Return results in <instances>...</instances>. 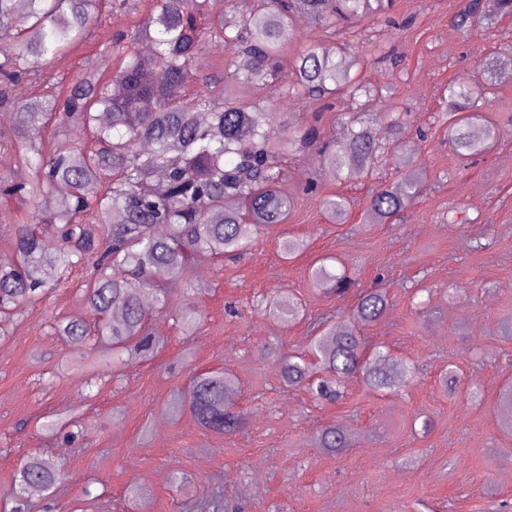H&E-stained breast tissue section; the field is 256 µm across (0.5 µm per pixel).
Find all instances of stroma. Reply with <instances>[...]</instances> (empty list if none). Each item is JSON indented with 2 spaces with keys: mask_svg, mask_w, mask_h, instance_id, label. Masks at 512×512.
<instances>
[{
  "mask_svg": "<svg viewBox=\"0 0 512 512\" xmlns=\"http://www.w3.org/2000/svg\"><path fill=\"white\" fill-rule=\"evenodd\" d=\"M458 6L394 0L390 15L402 27L381 54L373 43L384 20L357 22L360 37L349 51L364 56L362 78L382 90L365 116L383 144L374 173L324 180L310 195L303 184L317 155L287 159L281 188L294 199L287 221L267 227L244 258L195 261L193 299L206 318L194 335L180 327L191 298L178 291L153 317L164 344L152 362L68 367L71 352L54 325L88 316L80 267L0 324V512H11L13 474L34 452L61 465L65 478L50 499L33 496L31 512H198L215 495L224 512H496L512 503V432L504 429L512 403L499 395L512 382V72L497 79V93L483 107L498 131L490 152L461 157L438 118L449 80L493 47H505L512 17L488 32L464 34L450 23ZM135 20L110 13L87 42L52 63V72L73 75L83 58ZM272 106L289 127L316 122L344 139L342 104L319 110L279 95ZM397 119V137L415 144L425 167L423 194L399 223L370 224L371 189L401 180L390 147ZM334 195L351 204L340 223L323 207ZM288 237L306 240L307 250L286 258L280 243ZM326 256L354 280L344 295L322 294L310 279L312 264ZM370 290L387 293L389 310L363 335L414 361L419 378L392 393L354 379L334 403L285 386L277 354L306 351L315 319L347 315ZM288 292L305 302V318L282 323L265 315L262 299ZM451 364L464 386L454 395L438 382ZM220 368L239 380L234 400L246 413L242 432L217 434L190 413L171 416L173 392ZM67 410L82 432L75 445L39 425ZM329 422L352 438L343 454L315 445L317 428ZM176 471L192 477L189 490L173 489ZM135 486L145 497L129 496Z\"/></svg>",
  "mask_w": 512,
  "mask_h": 512,
  "instance_id": "stroma-1",
  "label": "stroma"
}]
</instances>
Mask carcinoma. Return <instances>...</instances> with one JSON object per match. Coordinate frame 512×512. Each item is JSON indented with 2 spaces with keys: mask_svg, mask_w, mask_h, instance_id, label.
Wrapping results in <instances>:
<instances>
[{
  "mask_svg": "<svg viewBox=\"0 0 512 512\" xmlns=\"http://www.w3.org/2000/svg\"><path fill=\"white\" fill-rule=\"evenodd\" d=\"M391 0H261L241 16L224 13V0H0V104L10 103L11 84L25 80L37 94L22 103L23 121L10 131L9 148L29 176L22 184L0 180V193L21 206L13 215L12 249L16 260L0 265V316H9L40 299L78 264L89 262L94 273L84 290L97 320L56 324L55 330L75 351L69 366L84 369L125 352L143 362L155 358L163 341L154 335V309L167 305L173 292L194 288L188 277L193 256L215 258L248 250L262 225L283 224L293 205L282 194L279 159L315 149L319 174L305 183L317 192L323 179L341 182L365 174L378 150L368 125L353 129L342 150L333 148L319 126L311 124L278 135V113L265 103L271 93L312 100L343 98L366 112L381 92L360 77L364 58L323 37L295 58L294 83L278 84L289 25L298 14L311 17L327 34L387 13ZM145 9L131 30L104 47L99 62L84 65L68 84L54 83L48 68L83 43L105 10ZM501 15H512V0H461L451 17L457 29L490 28ZM152 45L165 79L147 82L136 45ZM231 43L236 54L222 68H198L203 48ZM512 64V55L478 59L471 73L448 84L443 100L448 144L463 156L485 153L495 138L480 120L479 102L488 99L497 71ZM201 85L190 94L189 85ZM137 86L142 105L130 109L118 102L113 88ZM111 113L109 123L99 113ZM85 130L76 143L62 129ZM403 181L371 189L366 216L371 224H392L421 196L422 166L405 142L392 140ZM324 207L343 220L348 202L328 197ZM55 226L58 246L48 249L37 226ZM315 286L325 294H342L351 279L320 265L311 270ZM152 292L154 305L144 301ZM389 300L381 290L360 295L349 321H321L308 354L278 360L283 382L304 387L315 398L340 397L344 380L354 376L374 391L405 386L414 368L376 345L365 347L357 328L380 321ZM304 313L289 294L272 297L265 314L283 321ZM183 332L193 335L201 320L198 307L180 313ZM238 386L227 370L206 371L188 393L168 403L172 416L191 412L202 427L225 435L244 428L243 415L229 401ZM316 446L339 455L351 445L337 424L320 428ZM63 479L61 469L40 455L26 457L13 474L18 506L29 495H47Z\"/></svg>",
  "mask_w": 512,
  "mask_h": 512,
  "instance_id": "carcinoma-1",
  "label": "carcinoma"
}]
</instances>
